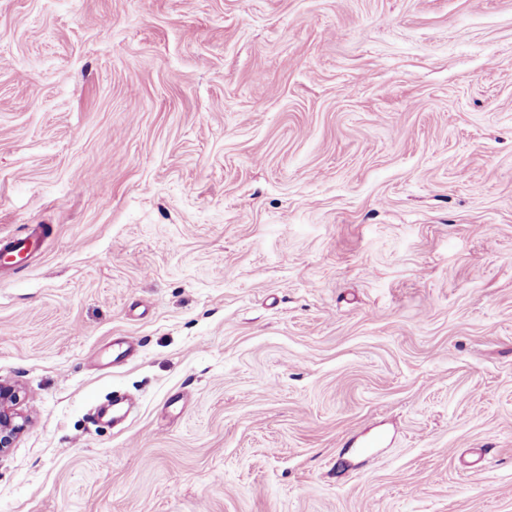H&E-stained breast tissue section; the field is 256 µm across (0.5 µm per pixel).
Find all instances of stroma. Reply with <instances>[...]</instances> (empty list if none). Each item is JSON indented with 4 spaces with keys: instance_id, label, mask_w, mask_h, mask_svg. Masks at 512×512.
I'll list each match as a JSON object with an SVG mask.
<instances>
[{
    "instance_id": "obj_1",
    "label": "stroma",
    "mask_w": 512,
    "mask_h": 512,
    "mask_svg": "<svg viewBox=\"0 0 512 512\" xmlns=\"http://www.w3.org/2000/svg\"><path fill=\"white\" fill-rule=\"evenodd\" d=\"M35 224L0 512H512V0H0Z\"/></svg>"
}]
</instances>
